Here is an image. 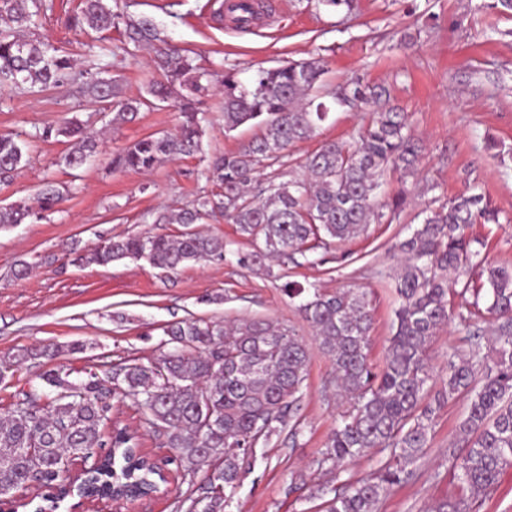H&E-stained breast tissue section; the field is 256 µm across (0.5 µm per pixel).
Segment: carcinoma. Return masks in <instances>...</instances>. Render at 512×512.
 I'll use <instances>...</instances> for the list:
<instances>
[{"label":"carcinoma","mask_w":512,"mask_h":512,"mask_svg":"<svg viewBox=\"0 0 512 512\" xmlns=\"http://www.w3.org/2000/svg\"><path fill=\"white\" fill-rule=\"evenodd\" d=\"M50 9L45 0H0V20L7 24L0 29L1 87L33 94L77 85L91 102L112 113L114 124L131 121L143 107H171L178 114L175 132L149 135L118 151L112 170L145 172L199 150L197 98L214 81L223 90L224 130L248 123L262 129L256 139L214 160L212 170L224 193L198 197L171 217L170 222L184 226L178 237L134 235L104 240L89 251L72 247L69 263L108 266L144 260L169 277L189 263L222 261L229 243L192 228L221 216L253 245L238 255L239 265L262 267L273 257L314 265L320 262L314 256L317 247L360 236L383 217L384 208L391 221L402 211L400 194L378 202L383 177L389 170L415 175L422 147L407 113L388 105L386 88L350 80L327 103L319 94L325 74L319 58L258 69L246 84L234 68L222 77L201 72L152 19L115 12L112 0H81L69 17L72 28L101 33L121 24L123 53L134 56L145 47L154 53L147 95L123 99L102 59L78 69L69 53L23 35L39 27ZM370 103L378 110L357 138L325 143L299 163L301 174L284 179L290 149L314 135L332 108ZM54 133L71 139L60 158L70 169L83 167L98 151V142L77 123L48 127L41 136ZM27 153L18 136L0 133V182L27 162ZM262 163L272 172L255 196L248 186ZM63 201L62 192L48 181L38 194V209L25 201L0 206V227L36 219ZM425 213L412 235L394 246L404 265L395 279L399 305L381 369L369 363L373 312L366 294L343 288L330 293L298 281L282 288L330 356L339 396L349 404L315 462L318 472L340 480L318 486L324 512H378L382 497L408 478V467L428 447L436 412L457 394L470 395L459 429L466 448L457 464L460 494L439 502L433 512H467L469 495L493 488L512 464V267L486 262L466 233L479 219L499 223L498 211L482 195L471 194ZM456 296L466 300L458 310ZM454 311L463 323L483 316L497 324L495 368L478 373L485 356L474 343L467 355L448 360L447 380L434 392L430 349ZM164 335L157 357L116 366L109 387L92 371L71 381L69 374L52 369L43 375L55 388L51 402L21 391L8 409L1 408L0 492L9 496L32 482L61 491L70 462L91 457L97 467L85 476L89 493L116 489L132 498L155 491L154 467L137 453L140 438L110 416V397L118 393L163 432L162 446L176 450L169 463L193 487L187 512H227L254 470L258 449L274 445L287 427L298 437L309 348L291 330L262 319L230 328L203 319L179 320ZM58 354L59 348L50 344L18 348L0 362V378L15 365L53 360ZM371 448L389 454L377 473L341 479L347 466Z\"/></svg>","instance_id":"carcinoma-1"}]
</instances>
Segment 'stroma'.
Returning a JSON list of instances; mask_svg holds the SVG:
<instances>
[{"label":"stroma","mask_w":512,"mask_h":512,"mask_svg":"<svg viewBox=\"0 0 512 512\" xmlns=\"http://www.w3.org/2000/svg\"><path fill=\"white\" fill-rule=\"evenodd\" d=\"M224 0H117L118 8L153 19L171 42L189 50L194 63L209 71L227 68L249 77L257 68L289 60L320 57L326 63L328 88L348 79L382 84L391 102L407 112L422 145L418 174L406 179L387 173L386 196L405 193L408 202L399 219L370 224L363 235L329 249H317L320 264L272 263L270 269H247L234 257L182 267L171 278L145 261H124L83 268L63 263L62 250L75 244L92 249L103 238L125 234L177 235L182 227L168 223L196 197L218 192L209 172L211 161L259 135L244 125L224 129L221 93L202 98L200 153L158 165L149 173L115 172L113 153L149 136L174 131L172 108L141 111L135 121L111 126L107 116L84 97L79 87L49 88L35 94L0 91V132H16L28 142V161L10 181L0 182V205L32 200L44 180L64 192L58 211L30 224L0 228V357L21 347L53 344L54 360L25 363L0 381V407L19 390L48 399L55 390L43 372L64 367L106 377L125 360L158 355L164 328L181 319L232 323L267 319L292 328L310 349L303 433L298 442L281 434L275 447L258 459L245 480L232 512H319L311 497L321 477L312 463L320 455L346 404L336 395L334 373L308 323L281 292L289 280L366 293L374 307L369 359L382 367L392 334L397 296L394 279L401 262L389 249L419 224L420 211L433 200L448 201L463 193H479L499 213L495 224L470 226L482 240L489 263L512 265V15L494 8V0H355L353 11H337L322 0H264L270 16L243 30L221 15ZM53 8L36 34L55 47L83 59L82 37L68 26L76 0H52ZM118 30L106 32L102 58L124 97L145 91L152 63L147 51L122 58L112 54ZM372 118L368 107L336 109L315 134L291 149L303 161L325 142L347 140ZM74 119L99 134V153L84 168L58 166L68 151L67 138L41 139L44 128ZM31 271L16 278L20 263ZM495 336L490 322L470 326L451 319L430 351L434 378L448 370V359L465 355L471 343L489 348ZM80 342L84 351L70 352ZM112 414L143 437L154 458L169 456L141 411L121 395L111 398ZM469 406L460 394L436 414L425 455L406 482L394 486L379 512H426L452 497L458 486L456 467L459 425ZM304 474L307 485L287 494L289 482Z\"/></svg>","instance_id":"1"}]
</instances>
